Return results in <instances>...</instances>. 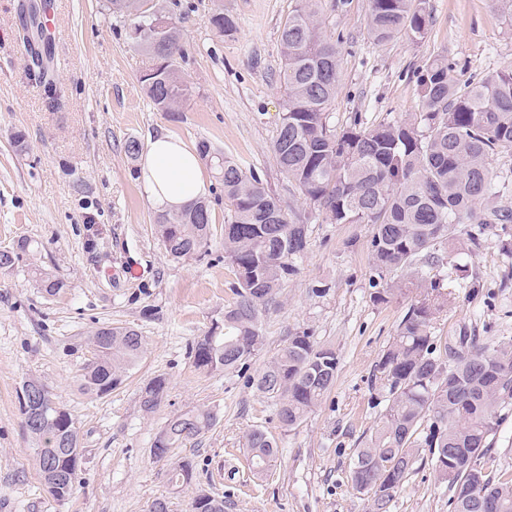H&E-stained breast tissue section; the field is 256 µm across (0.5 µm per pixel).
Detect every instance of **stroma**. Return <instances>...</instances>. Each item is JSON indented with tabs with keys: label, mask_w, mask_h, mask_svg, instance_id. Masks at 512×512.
Returning a JSON list of instances; mask_svg holds the SVG:
<instances>
[{
	"label": "stroma",
	"mask_w": 512,
	"mask_h": 512,
	"mask_svg": "<svg viewBox=\"0 0 512 512\" xmlns=\"http://www.w3.org/2000/svg\"><path fill=\"white\" fill-rule=\"evenodd\" d=\"M181 33L177 68L192 89L180 112L158 111L142 90L147 57L128 37L130 22L109 16L106 0H54L48 38L49 84L23 46L29 0H0V250L19 240L30 250L0 270V512H192L197 495L222 498L224 512H370L349 481L356 448L387 405L375 366L410 301L373 303L368 224H332L281 174L272 143L284 112L281 31L298 0H159ZM423 40L374 42L369 0H317L327 36L341 38L339 78L328 121L343 130L409 119L421 109L416 77L448 57L460 80L512 67V23L493 0H427ZM237 30L216 35L215 9ZM166 131L189 146L208 142L235 159L277 198L289 219L308 226L296 271L261 315L263 346L245 370L207 372L189 349L221 331L237 296L224 259L230 211L224 189L206 172L211 238L202 253L172 259L155 233L159 214L139 182L125 142ZM63 281L56 294L37 272ZM435 335L512 337V225L459 259ZM128 326L145 352L107 396L80 388L93 356L88 334ZM306 331L335 349L336 382L297 426L285 428L275 402L255 385L289 336ZM162 376L167 388L151 412L141 392ZM49 387L79 430L83 459L70 496L56 500L39 474L36 443L19 396L25 380ZM210 411L213 426L170 459L153 455L173 415ZM262 428L278 444L263 478L249 470L246 435ZM190 461L194 477L176 486L173 464ZM390 512H449L448 490L430 464L412 473Z\"/></svg>",
	"instance_id": "stroma-1"
}]
</instances>
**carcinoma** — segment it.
<instances>
[{
    "label": "carcinoma",
    "mask_w": 512,
    "mask_h": 512,
    "mask_svg": "<svg viewBox=\"0 0 512 512\" xmlns=\"http://www.w3.org/2000/svg\"><path fill=\"white\" fill-rule=\"evenodd\" d=\"M108 2L113 14L131 17L130 27L140 32L135 47L149 56L150 67L165 63L153 82H142L147 97L164 112L180 111L191 89L176 68L179 29L172 26L159 36L156 15L140 10V0ZM208 24L221 36L236 31L234 19L222 10L213 12ZM429 24L425 0H370L368 30L378 43L398 35L420 41ZM281 44L287 99L272 145L281 173L330 223L373 225L374 302L424 291L376 364L388 405L356 449L351 486L370 498L372 512H389L416 465L428 460L447 483L453 512H512V475L493 472L488 456L499 409L512 399V338L461 337L452 344L433 335L448 293L418 270L420 262L435 267L446 259L453 262L512 224V207L503 202L512 182L492 175L495 161L512 159V68L462 82L458 62L435 58L417 76L421 111L413 119L371 127L355 123L338 133L329 126L327 111L336 90L339 50L323 34L313 0H299L284 23ZM198 151L224 185L230 206L224 258L235 268L238 299L224 311V334L199 337L192 356L200 369L226 371L244 366L263 345L260 311L295 272L294 260L307 248V225L289 221L277 199L233 159L204 141ZM211 226L210 202L200 197L176 213L160 214L156 232L169 255L182 259L208 243ZM27 248L21 240L16 249L1 251L0 269L13 267ZM89 341L94 356L84 367L81 386L104 396L139 361L143 339L130 327L106 325L91 331ZM338 365L334 349L299 332L258 375L256 388L276 402L282 425L290 429L331 390ZM166 385L163 377L146 385L145 410L160 405ZM20 403L28 431L42 445L41 478L57 486L50 493L62 501L82 458L76 422L37 379L23 383ZM213 424V415L204 410L167 420L153 455L167 457ZM247 452L253 475L267 476L276 462L275 440L254 428L247 435ZM192 478L186 460L172 470L177 485Z\"/></svg>",
    "instance_id": "1"
}]
</instances>
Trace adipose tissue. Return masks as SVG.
Wrapping results in <instances>:
<instances>
[{
    "instance_id": "1",
    "label": "adipose tissue",
    "mask_w": 512,
    "mask_h": 512,
    "mask_svg": "<svg viewBox=\"0 0 512 512\" xmlns=\"http://www.w3.org/2000/svg\"><path fill=\"white\" fill-rule=\"evenodd\" d=\"M140 180L148 199L168 211L181 210L205 192L197 151L167 132L150 137L141 159Z\"/></svg>"
}]
</instances>
